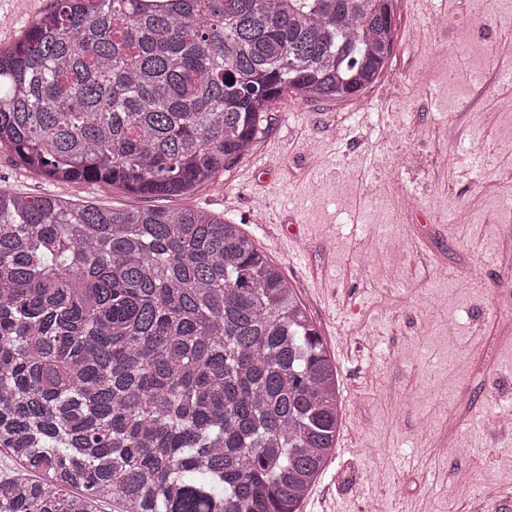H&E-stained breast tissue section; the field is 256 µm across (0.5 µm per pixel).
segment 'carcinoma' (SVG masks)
Returning a JSON list of instances; mask_svg holds the SVG:
<instances>
[{
	"mask_svg": "<svg viewBox=\"0 0 512 512\" xmlns=\"http://www.w3.org/2000/svg\"><path fill=\"white\" fill-rule=\"evenodd\" d=\"M56 0L0 48V146L65 182L180 196L286 93L352 101L396 0ZM342 424L296 288L236 224L0 190V512H299Z\"/></svg>",
	"mask_w": 512,
	"mask_h": 512,
	"instance_id": "1",
	"label": "carcinoma"
}]
</instances>
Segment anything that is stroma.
I'll list each match as a JSON object with an SVG mask.
<instances>
[{
	"label": "stroma",
	"instance_id": "stroma-1",
	"mask_svg": "<svg viewBox=\"0 0 512 512\" xmlns=\"http://www.w3.org/2000/svg\"><path fill=\"white\" fill-rule=\"evenodd\" d=\"M54 4L0 0V47ZM395 33L358 103L283 95L253 152L186 195L56 182L5 148L0 185L205 211L281 267L342 387L336 449L301 512H512V62L498 55L512 0H396ZM446 441L454 458L435 453ZM476 482L493 496H460Z\"/></svg>",
	"mask_w": 512,
	"mask_h": 512
}]
</instances>
